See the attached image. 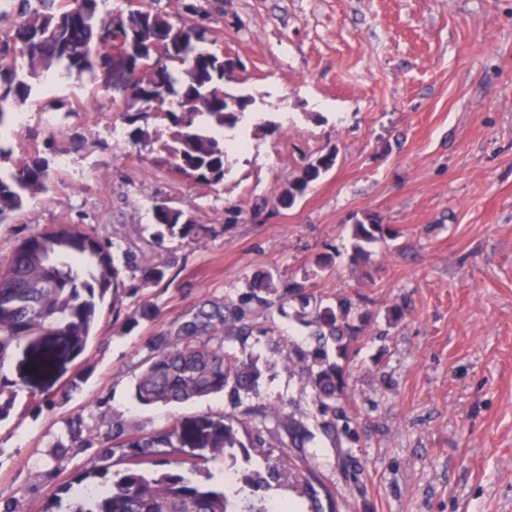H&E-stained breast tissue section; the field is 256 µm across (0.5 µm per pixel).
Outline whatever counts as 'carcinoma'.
I'll return each mask as SVG.
<instances>
[{"label": "carcinoma", "instance_id": "1", "mask_svg": "<svg viewBox=\"0 0 512 512\" xmlns=\"http://www.w3.org/2000/svg\"><path fill=\"white\" fill-rule=\"evenodd\" d=\"M101 0H3L0 22L11 20L10 33L0 39V160L10 153L4 131L16 108L43 89L50 73L77 72L122 98L118 107L134 145L150 133L141 122L149 110L167 121L169 139L159 145L160 163L203 185L224 181V139L215 130L235 127L243 116L224 107V55L203 52L210 12L202 5L186 4V17L178 22L152 8L141 6L119 14L102 15ZM121 33L129 54L119 62L109 46L112 31ZM21 56L27 68L20 70L10 57ZM329 150L308 159L298 176L288 180L277 197L283 209L292 208L310 184L335 165ZM54 184L50 160L31 157L23 167L0 168V224L20 211L28 198L46 192ZM154 235L163 239H197L209 232L203 224L185 218L184 211L166 204L154 211ZM355 256L365 246L398 236L390 224L367 218L351 225ZM121 270L112 255V242L83 224H52L23 238L5 265H0V421L7 418L18 396L16 383L4 372L5 364L22 346L36 348L32 366L44 369L62 356L77 357L85 349L99 305L122 287ZM248 298L271 308L297 300L308 309L303 323L313 328L314 348L296 355L295 364L307 377L314 404L328 433L350 436V422L343 403L350 342L366 330L368 312L357 296L343 295L336 303H323L308 292L303 282L277 287L269 274L248 285ZM242 307L224 314V304L201 307L190 320L155 338L151 354L135 376V400L144 406L184 403L229 391L260 397V381L271 363L258 356L240 358L224 350V337L246 336ZM284 408L261 406L241 418L201 415L183 424L174 421L160 431L119 441L123 429L115 426L105 436L97 455L103 473L113 448L125 449V468L104 490H91L63 503L47 500L42 512H281L294 507L276 503L259 491L271 481L296 482L311 502L309 512H320L313 475L301 474L290 460L280 456L262 470L250 469L249 449L271 448L273 439L250 427L249 419L281 420ZM193 448V458L224 463L205 480L195 478L196 464L169 469L168 449Z\"/></svg>", "mask_w": 512, "mask_h": 512}]
</instances>
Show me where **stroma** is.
Segmentation results:
<instances>
[{
  "mask_svg": "<svg viewBox=\"0 0 512 512\" xmlns=\"http://www.w3.org/2000/svg\"><path fill=\"white\" fill-rule=\"evenodd\" d=\"M211 50L237 58L226 92L253 102L233 133L222 184L201 186L156 165L153 142L116 138L110 93L60 76L50 113L32 97L8 129L15 169L45 152L55 186L0 224V263L52 224L81 223L112 243L125 269L84 352L46 373L19 349L6 367L17 404L0 421V501L41 512L96 457L111 425L133 434L203 414L284 405L311 438L293 447L255 419L278 451L313 473L339 512H512V0H202ZM335 150V166L291 209L276 199L304 157ZM165 202L211 226L193 241H158ZM375 216L396 240L352 261V224ZM166 275L143 288L139 270ZM306 280L334 302L364 296L370 327L349 347L345 393L355 442L334 443L288 350H311L303 310L246 306L254 330L225 350L273 367L260 397L142 407L134 378L155 336L204 305L239 301L256 273ZM152 316L140 318L142 308ZM80 421L88 446L70 447Z\"/></svg>",
  "mask_w": 512,
  "mask_h": 512,
  "instance_id": "obj_1",
  "label": "stroma"
}]
</instances>
